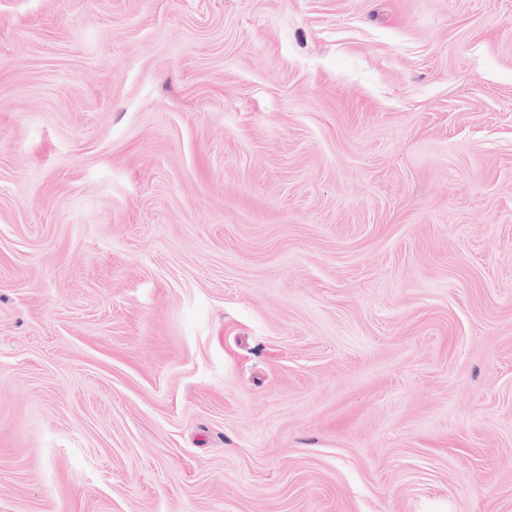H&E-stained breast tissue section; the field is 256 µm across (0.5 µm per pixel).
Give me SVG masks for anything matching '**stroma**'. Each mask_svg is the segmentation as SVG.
Segmentation results:
<instances>
[{
  "label": "stroma",
  "instance_id": "stroma-1",
  "mask_svg": "<svg viewBox=\"0 0 512 512\" xmlns=\"http://www.w3.org/2000/svg\"><path fill=\"white\" fill-rule=\"evenodd\" d=\"M0 512H512V0H0Z\"/></svg>",
  "mask_w": 512,
  "mask_h": 512
}]
</instances>
